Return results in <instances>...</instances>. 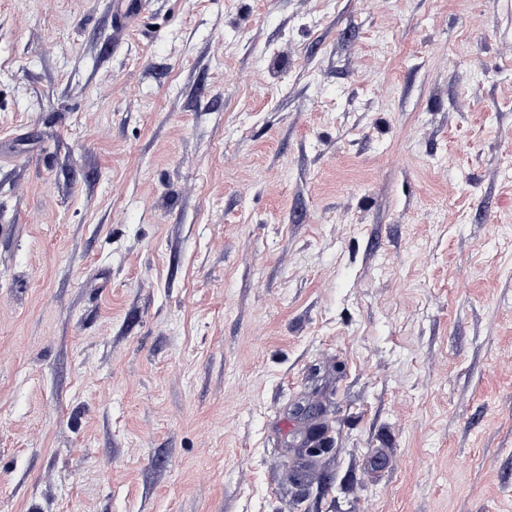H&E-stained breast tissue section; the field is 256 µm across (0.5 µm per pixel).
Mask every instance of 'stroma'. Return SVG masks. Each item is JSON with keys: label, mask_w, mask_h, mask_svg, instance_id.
Masks as SVG:
<instances>
[{"label": "stroma", "mask_w": 512, "mask_h": 512, "mask_svg": "<svg viewBox=\"0 0 512 512\" xmlns=\"http://www.w3.org/2000/svg\"><path fill=\"white\" fill-rule=\"evenodd\" d=\"M138 3L0 0V512H512V0ZM291 415L292 418L298 423V429L305 427V430L300 442H297L296 439L293 438L292 442L289 444V448H285L284 451L286 456H288V454H303L307 451L308 448H302L304 441H306L307 438V430L320 427L317 422H319L322 417L318 408L304 404L300 401L293 405L291 409Z\"/></svg>", "instance_id": "1"}]
</instances>
